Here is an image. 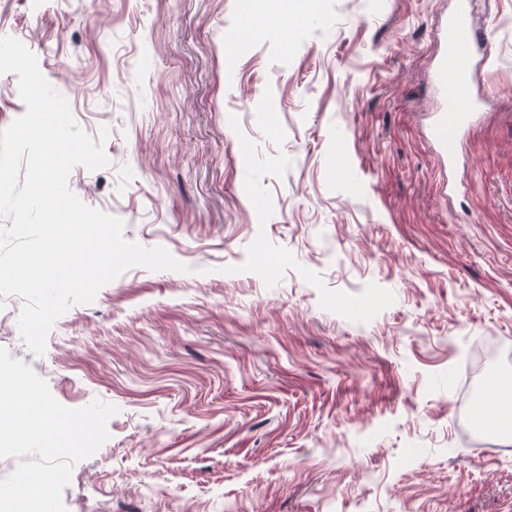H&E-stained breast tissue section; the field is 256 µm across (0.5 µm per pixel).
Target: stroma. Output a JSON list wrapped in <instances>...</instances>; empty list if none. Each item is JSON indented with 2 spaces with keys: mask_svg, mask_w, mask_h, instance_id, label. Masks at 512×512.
<instances>
[{
  "mask_svg": "<svg viewBox=\"0 0 512 512\" xmlns=\"http://www.w3.org/2000/svg\"><path fill=\"white\" fill-rule=\"evenodd\" d=\"M457 0H0L106 168L71 190L187 272L135 267L34 354L118 412L67 512H512V0H471L478 127L433 147Z\"/></svg>",
  "mask_w": 512,
  "mask_h": 512,
  "instance_id": "stroma-1",
  "label": "stroma"
}]
</instances>
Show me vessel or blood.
<instances>
[{"label":"vessel or blood","mask_w":512,"mask_h":512,"mask_svg":"<svg viewBox=\"0 0 512 512\" xmlns=\"http://www.w3.org/2000/svg\"><path fill=\"white\" fill-rule=\"evenodd\" d=\"M437 32L443 46V62L434 71L433 81L444 106L435 115L432 138L443 146L459 132L474 127L478 119L475 107L462 95L472 78L467 48L481 38L470 21L469 0H459L456 11L438 22Z\"/></svg>","instance_id":"vessel-or-blood-1"}]
</instances>
